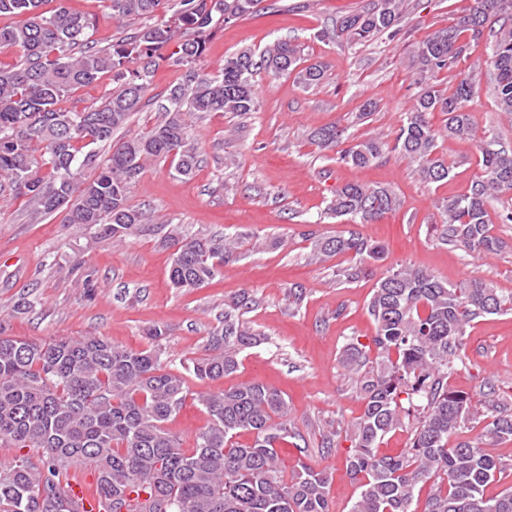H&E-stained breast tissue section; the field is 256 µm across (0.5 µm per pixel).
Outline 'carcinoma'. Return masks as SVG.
<instances>
[{
	"label": "carcinoma",
	"instance_id": "carcinoma-1",
	"mask_svg": "<svg viewBox=\"0 0 512 512\" xmlns=\"http://www.w3.org/2000/svg\"><path fill=\"white\" fill-rule=\"evenodd\" d=\"M108 2L114 18L137 19L141 26L97 49L88 45L89 20L72 12L67 0L51 11L42 10L44 0H0V16L22 18L0 27V47L23 51L16 65L0 67V191L26 198L34 223L66 206L67 223L96 224L102 237L121 239L139 225L157 223L154 213L129 204L145 161L171 158L183 177L197 168L199 147L189 135L193 116L254 112V78L261 73L297 70L311 86L324 71L316 64L298 69L301 46L286 40L259 52L238 51L214 73L201 70L207 33L257 14L262 0ZM406 2L373 0L371 8L337 21V32L354 43L395 35ZM486 32L497 107L512 115V0H472L456 25L415 47L419 91L394 142L381 135L354 140L348 128L336 125L317 132L319 144L354 167L396 152L418 163L424 182L450 180L452 167L437 142L473 137L468 104L479 79L473 70L446 94L431 79L456 68L470 43ZM173 41L178 50L167 56ZM161 60L180 71L161 120L144 135L113 141L114 131L140 111ZM106 73L116 87L100 105L81 113L68 109L75 90ZM436 112L446 115L440 127L432 123ZM91 145L109 146L107 159L98 160ZM478 151L482 175L464 193L439 201L443 221L434 231L444 246L499 251L504 242L494 233L489 207L512 192V149L491 134ZM87 167L97 173L83 182ZM400 207L393 189L357 183L336 187L328 203L330 214L352 224L375 222ZM164 242L174 249L169 281L177 290L209 283L237 249L233 239L187 236L176 228ZM315 249L327 258L346 257L338 273L344 284L368 276L384 258L382 246L354 230L317 240ZM254 304L245 292L224 304V326L211 336L209 354L188 371L210 381L237 371L238 355L254 336L242 316ZM367 311L376 325L377 356L369 358L355 344L343 353L364 403L346 431V472L359 490L350 512H512L511 485L485 495L490 483L512 476L489 452L499 441H512V406L488 391L490 415L474 440L470 396L448 383L462 361L467 328L512 311V296L477 277L450 284L398 264L377 280ZM187 396L184 377L152 348H123L104 336L47 344L0 336V446L28 448L37 456L20 454L0 463V512H77L68 490L77 465L98 473L95 493L109 502L106 512H330L326 473L302 462L284 475L278 448L300 434L283 421L288 405L278 390L247 383L198 396L208 422L192 448L182 447L168 427ZM410 421L407 451L378 454L385 437ZM243 432L253 434V441H237ZM426 485L429 493L421 502Z\"/></svg>",
	"mask_w": 512,
	"mask_h": 512
}]
</instances>
